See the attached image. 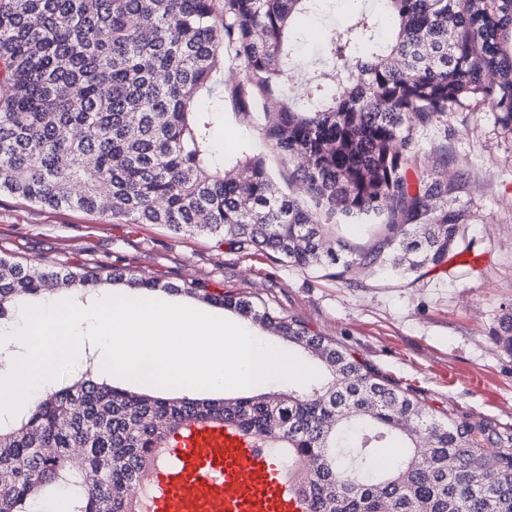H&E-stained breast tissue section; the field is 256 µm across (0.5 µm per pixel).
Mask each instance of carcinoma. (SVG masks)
I'll return each instance as SVG.
<instances>
[{
    "label": "carcinoma",
    "instance_id": "cac0c4a2",
    "mask_svg": "<svg viewBox=\"0 0 512 512\" xmlns=\"http://www.w3.org/2000/svg\"><path fill=\"white\" fill-rule=\"evenodd\" d=\"M323 0H0V194L126 224L206 233L240 251L273 252L341 279L358 264L409 273L440 266L471 213L452 205L463 175L420 168L419 132L448 113L493 109L512 139V0H380L394 19L358 9L320 44L298 80V19ZM305 196L275 192L260 155L232 169L216 152L224 125V60ZM416 173L415 184L407 178ZM341 215L381 230L359 249L327 240ZM107 280L154 290L114 268ZM95 268L32 269L0 256V321L48 284L87 292ZM201 297L302 347L322 371L294 386L239 398H172L118 389L92 367L72 384L0 420V512H33L66 490L67 512H139L130 487L156 449L191 422H230L285 454L306 512H512V431L426 407L345 347L248 296L194 285ZM512 351V313L494 332ZM431 454L421 457V436Z\"/></svg>",
    "mask_w": 512,
    "mask_h": 512
}]
</instances>
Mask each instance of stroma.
<instances>
[{"mask_svg": "<svg viewBox=\"0 0 512 512\" xmlns=\"http://www.w3.org/2000/svg\"><path fill=\"white\" fill-rule=\"evenodd\" d=\"M351 11L350 0H328L321 12L301 17L306 43L340 31ZM443 143L448 175H465L457 203L473 214L465 237L480 257L475 266L456 250L443 266L407 277L356 266L340 281L206 234L178 235L162 224H124L7 194L0 195V254L34 269L94 267L105 274L123 268L157 281L154 299L164 286L190 283L250 296L335 340L400 388L414 390L434 412L512 427V353L493 336L501 315L512 310V141L501 137L486 105L449 113L447 133L420 135L418 164L432 166ZM248 148L267 155L275 172H287L253 117L226 109L218 153L232 159Z\"/></svg>", "mask_w": 512, "mask_h": 512, "instance_id": "35a3bbf8", "label": "stroma"}]
</instances>
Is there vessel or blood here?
<instances>
[{
    "label": "vessel or blood",
    "mask_w": 512,
    "mask_h": 512,
    "mask_svg": "<svg viewBox=\"0 0 512 512\" xmlns=\"http://www.w3.org/2000/svg\"><path fill=\"white\" fill-rule=\"evenodd\" d=\"M138 480L145 512H305L270 448L229 424L180 429Z\"/></svg>",
    "instance_id": "1"
}]
</instances>
